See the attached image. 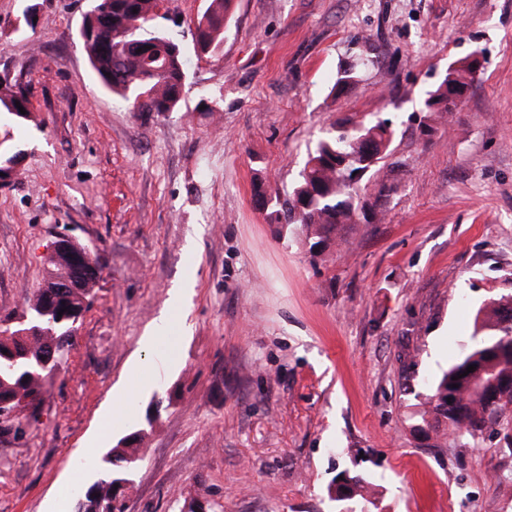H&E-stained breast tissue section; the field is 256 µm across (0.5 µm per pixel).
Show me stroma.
I'll list each match as a JSON object with an SVG mask.
<instances>
[{
	"instance_id": "1",
	"label": "stroma",
	"mask_w": 512,
	"mask_h": 512,
	"mask_svg": "<svg viewBox=\"0 0 512 512\" xmlns=\"http://www.w3.org/2000/svg\"><path fill=\"white\" fill-rule=\"evenodd\" d=\"M28 2L0 0V72L32 105L0 122L25 153L0 186V332L60 233L101 273L35 418L0 432V512H75L135 433L127 512H336L327 485L344 469L372 482L378 512H512V411L475 447L413 433L478 308L512 294V0H233L200 57L209 0H164L156 24L187 69L184 102L164 113L133 111L92 72L77 38L88 0H39L36 29L14 32ZM476 50L467 98L423 138L428 92ZM355 114L396 126L362 192L386 187L385 216L311 253L254 187L287 197ZM189 277L185 308L169 311ZM165 312L168 335L146 349ZM137 360L156 382L106 427ZM231 0H210L204 13L198 18L195 31V49L207 54L217 48L224 33V22Z\"/></svg>"
}]
</instances>
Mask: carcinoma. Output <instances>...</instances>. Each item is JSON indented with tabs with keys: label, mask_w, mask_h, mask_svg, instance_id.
Returning <instances> with one entry per match:
<instances>
[{
	"label": "carcinoma",
	"mask_w": 512,
	"mask_h": 512,
	"mask_svg": "<svg viewBox=\"0 0 512 512\" xmlns=\"http://www.w3.org/2000/svg\"><path fill=\"white\" fill-rule=\"evenodd\" d=\"M231 0H210L198 18L195 49L207 54L217 48ZM160 0H90L78 37L88 62L113 93L133 98L140 112H174L186 85L185 53L180 42L154 24ZM476 71L464 58L456 62L453 79L443 78L424 100L432 113L449 112L448 83L470 88ZM25 113H20L19 108ZM31 102L16 78L0 79V115L26 119ZM395 135L389 118L368 120L352 116L334 124L309 154L285 201L258 193L266 217L281 232L309 251H329L348 226L355 223L361 186L347 171L360 167L368 150L376 154L365 178L387 157ZM86 251L80 242L73 250L45 262L42 286L27 302L23 322L0 334V404L41 400L49 369L42 366L50 344L69 346L97 284L98 273L85 274L81 287L64 292L59 281L75 274L73 258ZM471 344L448 371L429 388L420 420L413 426L425 440L444 436L475 441L512 407V295L490 298L479 311ZM476 366L467 372L470 366ZM458 387H452V384ZM140 459V449L122 439L109 449L108 468L81 495L76 512H97L100 499L117 492V476ZM339 504L338 512H368L375 505L364 475L341 471L327 487Z\"/></svg>",
	"instance_id": "cac0c4a2"
}]
</instances>
